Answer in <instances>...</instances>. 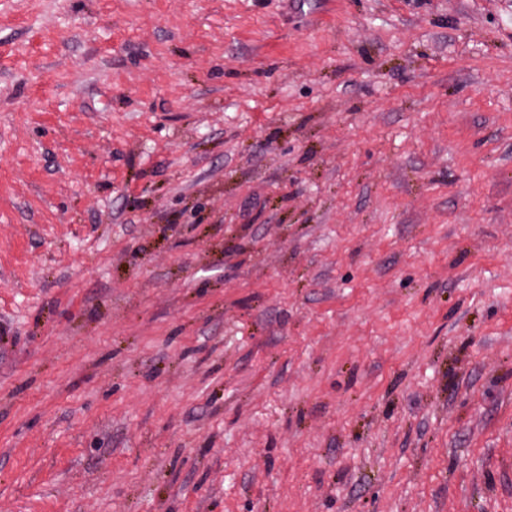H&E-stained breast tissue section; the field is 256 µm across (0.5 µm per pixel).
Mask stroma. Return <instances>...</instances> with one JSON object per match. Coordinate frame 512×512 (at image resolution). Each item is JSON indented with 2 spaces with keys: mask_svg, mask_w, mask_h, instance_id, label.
Here are the masks:
<instances>
[{
  "mask_svg": "<svg viewBox=\"0 0 512 512\" xmlns=\"http://www.w3.org/2000/svg\"><path fill=\"white\" fill-rule=\"evenodd\" d=\"M0 512H512V0H0Z\"/></svg>",
  "mask_w": 512,
  "mask_h": 512,
  "instance_id": "stroma-1",
  "label": "stroma"
}]
</instances>
